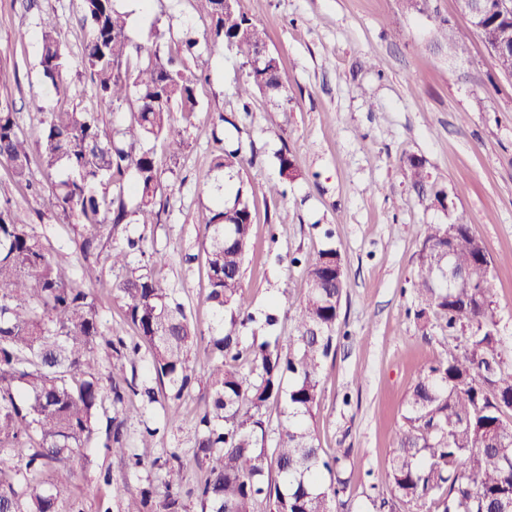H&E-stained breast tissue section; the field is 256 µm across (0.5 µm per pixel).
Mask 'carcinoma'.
Listing matches in <instances>:
<instances>
[{
    "label": "carcinoma",
    "mask_w": 512,
    "mask_h": 512,
    "mask_svg": "<svg viewBox=\"0 0 512 512\" xmlns=\"http://www.w3.org/2000/svg\"><path fill=\"white\" fill-rule=\"evenodd\" d=\"M195 2L211 21L210 49H233L248 65L268 46L265 26L240 0L227 7L224 0ZM79 9L88 34L84 65L101 101L112 105L132 96L137 110L121 131L123 147L104 138L96 112H49L40 157L49 170L64 168L55 184L56 205L74 218L84 260L99 255L105 231H112L107 259L125 270L115 291L134 336L129 343L105 336L90 289L68 277L32 224L0 205V512H77L60 498L59 486L73 477L71 458L95 434L99 411L110 406L128 414L137 410L130 395L141 397L142 409L161 395L164 424L145 427L142 452L130 449L120 417L107 418L104 427L112 454L128 457L134 468L144 464L156 435L179 421L178 402L198 384L190 352L199 342L209 351L203 374L208 400L195 435V455L208 472L198 490L201 512H347L344 467L321 448L312 426L323 370L336 351L345 288L340 249L329 245L312 258L288 257L291 266L302 267L307 293L290 315L292 333L283 351L280 337L270 332L277 318L268 314L257 324L242 281L253 230L247 190L242 183L234 190L217 183L220 174L233 179L242 159L236 150L217 154L202 180L214 182L225 201L199 224L215 321L209 334L198 331L178 289L159 280L145 261V237L118 236L131 214L138 224L159 222L161 171L143 144L159 141L172 157L182 152L185 140L172 106L184 117L196 112L198 78L183 72L171 53L145 54L133 45L115 0H80ZM39 28L43 77L55 96L65 98L68 60L56 22L44 17ZM283 90L275 55L267 66L249 69L236 95L244 100L258 91L281 98ZM0 158L11 164L17 182H28L29 142L14 113L2 107ZM131 169L137 204L129 212L122 195ZM408 170L412 187L424 190L422 162L409 160ZM104 180L116 195L98 194ZM441 264L466 270L468 278L439 281ZM494 265L465 212L453 210L448 224L424 225L410 286L417 315L431 312L441 320L448 343L412 387L398 446L378 479L408 512H512V360L499 334ZM248 329L249 343L243 336ZM102 343L120 358L146 353L164 393L137 389L121 371L102 382L94 364ZM272 403L281 407L274 428ZM16 460L28 475L22 484L3 477ZM48 466L56 473L51 486L38 480ZM181 487L182 466L170 465L162 498L146 489L125 512H186Z\"/></svg>",
    "instance_id": "carcinoma-1"
}]
</instances>
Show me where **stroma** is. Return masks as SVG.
<instances>
[{
  "instance_id": "1",
  "label": "stroma",
  "mask_w": 512,
  "mask_h": 512,
  "mask_svg": "<svg viewBox=\"0 0 512 512\" xmlns=\"http://www.w3.org/2000/svg\"><path fill=\"white\" fill-rule=\"evenodd\" d=\"M261 20L270 50L282 60L288 95L280 107L261 93L241 104L236 88L248 68L235 51L213 53L198 45L184 66L205 73L196 86V112L181 126L187 147L170 159L152 143L163 172L159 223H129L131 235H145L154 273L177 288L199 329L212 309L201 256L199 216L215 201L201 181L221 149H240L243 181L254 217L253 245L243 281L253 312L298 304L307 288L288 254L314 256L332 231L345 263L336 356L323 374L315 431L324 450L343 458L347 495L369 512L372 485L386 469L402 431V409L422 369L442 351L448 336L436 319H416L409 280L426 224H445L448 210L432 205L406 177L408 159L423 162L435 189L466 211L473 233L495 260L492 289L499 329L512 343V75L504 74L479 34L461 14L457 0H428L423 11L402 0H241ZM128 18L132 44L143 50L176 48L186 32L205 38L210 22L195 0H149L146 14L115 0ZM53 16L70 66L67 99L46 84L34 40L39 17ZM464 40L469 52L450 54L440 46L439 26ZM87 31L77 0H0V106L16 112L31 146H38L45 113L61 109L96 112L108 140H115L135 109L134 102L103 105L83 65ZM289 149L298 177L282 183L278 153ZM30 187L13 179L0 159V200L27 215L45 247L60 256L69 275L97 299L102 329L127 336L131 329L114 287L124 273L106 258L86 264L76 249L71 218L54 204L53 176L40 158L30 166ZM285 185V195L271 194ZM205 391L184 398L180 423L157 437V448L174 450L184 461V489L194 488L205 469L195 462L196 423ZM61 498L82 512L111 507L140 488L162 490L163 464L128 468L94 437ZM111 473L124 483V496L102 480Z\"/></svg>"
}]
</instances>
